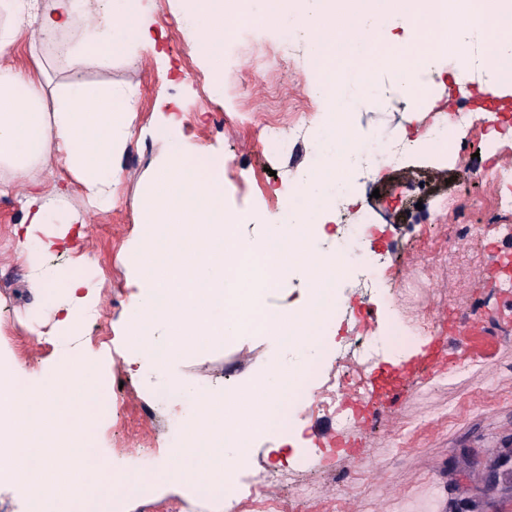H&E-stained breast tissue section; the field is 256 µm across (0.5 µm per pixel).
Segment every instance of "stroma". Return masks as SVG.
<instances>
[{
    "instance_id": "obj_1",
    "label": "stroma",
    "mask_w": 512,
    "mask_h": 512,
    "mask_svg": "<svg viewBox=\"0 0 512 512\" xmlns=\"http://www.w3.org/2000/svg\"><path fill=\"white\" fill-rule=\"evenodd\" d=\"M154 45L102 62L91 55L80 74L64 67L60 44L25 31L7 61L46 68L51 85L73 78L135 91L139 118L113 179L111 203L88 206L64 163L40 173L42 189L60 190L82 217L78 224H49L42 235L50 250L20 253L23 201L29 182L0 169V361L20 364L29 388L48 383L62 365L93 363L113 408L92 417L97 454L113 474L150 460L158 478L146 492L100 499L97 512H250L265 499L279 512H512V212L490 206L498 187L479 174L490 165H512V137L497 152L484 147L486 123L465 126L438 158L410 151L374 181L358 184L356 206L340 210L342 235L359 230L366 247L356 260L373 268L382 285L346 277L338 282L348 306L323 333L316 374L306 402L289 404L288 429H269L252 442L227 498L203 495L168 480L182 443L187 403L170 391L242 387L288 352L268 336H241L191 357H177L162 371L137 368L126 336V319L141 295L127 255L141 248L146 229L139 201L154 168L180 141L202 170L221 164L224 206L241 214L279 217L300 172L317 164L323 102L309 61L304 33L282 42L281 30L249 21L233 24L224 39V66L212 70L187 35L177 0H151ZM181 119L168 130L159 103ZM403 102L359 107L353 126L372 143H388L407 124ZM279 128V149L264 142L268 124ZM453 224L483 231L476 242L449 246ZM47 274L64 273L97 292L96 305L77 329L55 326L59 292L48 287L32 306V262ZM376 309L373 322L360 316ZM454 319L452 362L420 379L397 405L361 423L354 387L367 369L354 350L365 336L395 332L402 343L385 353L410 361L422 354L441 324ZM361 433L363 448L347 456L337 442L343 429ZM305 485L307 500L293 497Z\"/></svg>"
}]
</instances>
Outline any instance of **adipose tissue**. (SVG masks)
Returning <instances> with one entry per match:
<instances>
[{"label": "adipose tissue", "instance_id": "obj_1", "mask_svg": "<svg viewBox=\"0 0 512 512\" xmlns=\"http://www.w3.org/2000/svg\"><path fill=\"white\" fill-rule=\"evenodd\" d=\"M143 14V0H111L101 16L91 12L89 0H53L39 32L50 37L79 28V39L62 49L69 69L77 71L91 53L109 60L150 44ZM137 116L133 96L112 86L72 82L49 89L38 76L1 65L0 168L27 176L41 170L52 153H62L88 202L106 205L112 174L126 149L125 135ZM25 207V236L18 242L24 253L37 244L42 225L81 221L54 191L29 196Z\"/></svg>", "mask_w": 512, "mask_h": 512}]
</instances>
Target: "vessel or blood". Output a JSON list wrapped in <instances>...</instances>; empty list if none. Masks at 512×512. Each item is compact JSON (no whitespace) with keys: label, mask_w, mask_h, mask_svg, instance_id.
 I'll return each mask as SVG.
<instances>
[{"label":"vessel or blood","mask_w":512,"mask_h":512,"mask_svg":"<svg viewBox=\"0 0 512 512\" xmlns=\"http://www.w3.org/2000/svg\"><path fill=\"white\" fill-rule=\"evenodd\" d=\"M447 345V337H433L414 367H379L365 374L361 382L363 393L358 402L361 417H377L384 404L396 402L408 393L412 371L425 370L440 363L447 356Z\"/></svg>","instance_id":"vessel-or-blood-1"}]
</instances>
